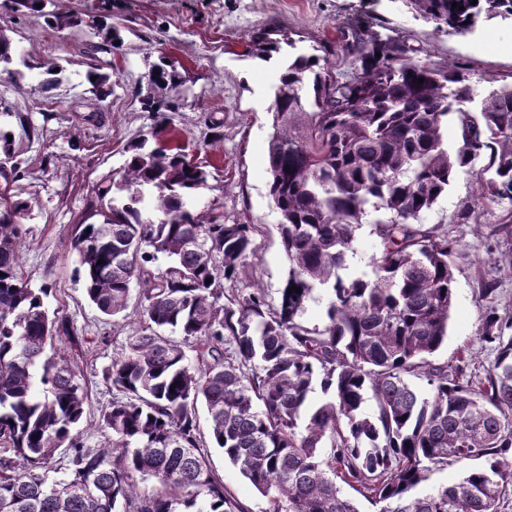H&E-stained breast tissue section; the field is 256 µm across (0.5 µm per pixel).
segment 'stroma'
Segmentation results:
<instances>
[{"instance_id": "1", "label": "stroma", "mask_w": 512, "mask_h": 512, "mask_svg": "<svg viewBox=\"0 0 512 512\" xmlns=\"http://www.w3.org/2000/svg\"><path fill=\"white\" fill-rule=\"evenodd\" d=\"M368 15L375 17L374 28L381 35L408 40L433 66L455 63L484 90L512 80V24H494L500 42L483 49V29L466 34L436 31L399 0H112V21L120 27L122 46L116 55L100 57L101 70L112 82L111 95L101 101L92 95L86 78L91 65L82 52L84 35L62 36L42 16L18 17L0 8V32L20 55L53 58L66 69L61 84L50 89L38 72L26 69L15 78H0V128L14 134L28 163L26 177L12 183L10 191L31 206L24 221L30 234L23 259L29 283L34 288L51 284L47 306L66 316L82 338L75 361L88 390V424L82 429L88 446L98 447L105 440L96 421L111 403L112 389L102 371L120 351L129 327L104 323L88 301L68 233L87 213L93 187L118 178L128 147L139 143L150 127L139 96L143 75L159 51L168 52L190 78L187 106L174 113V125L199 143L211 122H223V139L200 155L214 170L212 189L198 203L221 200L227 222L254 225V277L274 301L288 273L266 174L268 108L279 66L277 60L249 54L246 43L253 32L271 27L308 47ZM23 117L40 130L38 140H27L19 124ZM483 166L479 159L458 169L424 217L426 224L447 230L449 239L463 245L455 259L448 338L433 357L437 364H456L468 350L481 365H489L494 353L482 340L484 313L493 308L512 315V266L506 262L512 254V228L504 224L512 204H479L476 175ZM466 204L472 205L475 220L461 224L456 213ZM489 279L495 280L496 291L481 297V283ZM211 463L249 512H265L266 498L219 450H212Z\"/></svg>"}]
</instances>
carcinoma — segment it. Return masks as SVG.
<instances>
[{
  "mask_svg": "<svg viewBox=\"0 0 512 512\" xmlns=\"http://www.w3.org/2000/svg\"><path fill=\"white\" fill-rule=\"evenodd\" d=\"M49 2V27L91 35L93 55L119 49L117 26L72 0ZM402 3L456 34L512 20V0ZM284 46L296 55L268 109L269 195L288 261L277 302L253 280V225L224 222L217 200L193 205L211 189L198 146L159 137L188 90L181 63L163 53L143 85L147 135L158 144L128 148L120 179L96 185L100 220L72 227L88 300L114 321L137 318L103 372L114 394L98 420L110 437L98 448L78 430L81 373L58 348H78L77 328L47 308L49 286H29V206L0 195V512H246L213 471L210 444L268 512H360L345 485L377 512H501L512 496V316L484 318L496 358L483 376L467 372L471 355L454 366L430 361L447 339L458 248L424 222L457 168L481 155L480 199L512 202V85L484 95L454 65L430 66L369 20L309 51L276 28L250 37V52L266 59ZM336 48L350 60L340 73ZM20 63L61 82L54 60ZM14 65L0 34V75L18 73ZM451 113L461 129L452 153L443 136ZM0 162L6 182L27 173L2 131ZM364 224L379 246L368 271L350 274ZM321 290L331 295L327 320L311 327L304 315ZM315 382L328 399L312 404ZM59 452L66 468L55 479ZM468 460L480 465L461 481L421 490L433 471Z\"/></svg>",
  "mask_w": 512,
  "mask_h": 512,
  "instance_id": "obj_1",
  "label": "carcinoma"
}]
</instances>
